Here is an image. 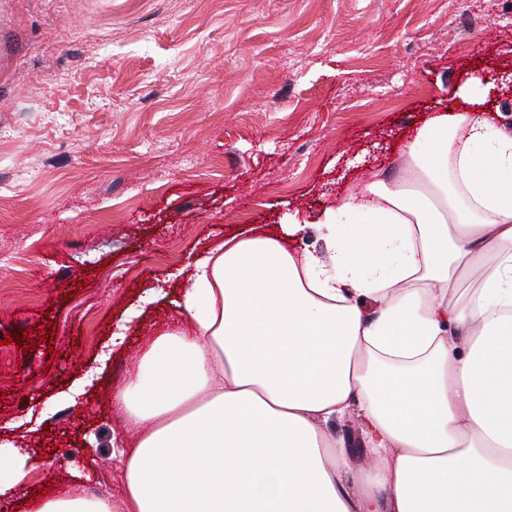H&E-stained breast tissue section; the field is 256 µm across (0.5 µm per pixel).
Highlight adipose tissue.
<instances>
[{"label": "adipose tissue", "mask_w": 512, "mask_h": 512, "mask_svg": "<svg viewBox=\"0 0 512 512\" xmlns=\"http://www.w3.org/2000/svg\"><path fill=\"white\" fill-rule=\"evenodd\" d=\"M470 108L428 119L404 175L325 207L329 255L240 232L198 256L113 396L140 429L118 502L28 498L40 460L0 454L28 512H512V131ZM465 300L449 293L463 276ZM374 467L333 432L349 416Z\"/></svg>", "instance_id": "obj_1"}]
</instances>
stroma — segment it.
Returning a JSON list of instances; mask_svg holds the SVG:
<instances>
[{
  "label": "stroma",
  "instance_id": "stroma-1",
  "mask_svg": "<svg viewBox=\"0 0 512 512\" xmlns=\"http://www.w3.org/2000/svg\"><path fill=\"white\" fill-rule=\"evenodd\" d=\"M475 80L512 131V0H0V440L42 456L30 493L89 463L117 494L112 395L200 251L298 218L325 256L323 209Z\"/></svg>",
  "mask_w": 512,
  "mask_h": 512
}]
</instances>
